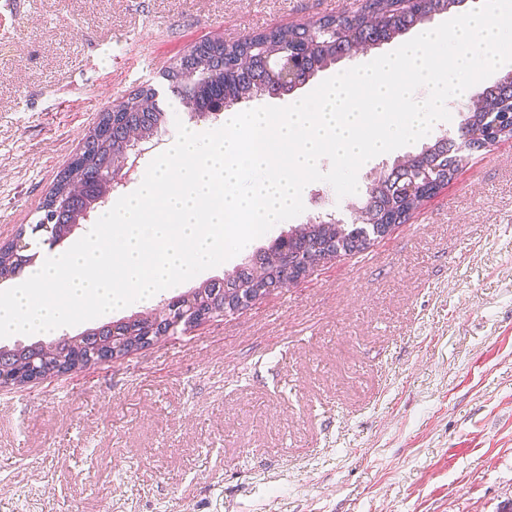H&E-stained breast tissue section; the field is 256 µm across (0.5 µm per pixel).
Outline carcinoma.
Masks as SVG:
<instances>
[{
  "mask_svg": "<svg viewBox=\"0 0 512 512\" xmlns=\"http://www.w3.org/2000/svg\"><path fill=\"white\" fill-rule=\"evenodd\" d=\"M457 0H425L420 16L399 17L385 29L383 35L393 39L410 26L424 24L430 16L443 12ZM397 11L396 0H362L357 10L337 15H327L293 25L272 27L259 33H247L241 38L222 45H205L196 53H190L174 62L167 70L170 83L179 88L181 104L185 111L195 116L200 112H220L225 106L247 101L257 96L278 95L281 90L270 87L263 77L262 63L266 55L282 49L295 48L305 41L321 35L322 29L335 26L353 32L352 40L345 44V50L366 52L373 47L376 37L366 32L365 22L369 17L393 16ZM499 87L485 90L466 106L459 123L460 136L469 139L474 148L483 146L488 128L498 120L497 108L501 106ZM167 123V115L156 103L152 88L142 87L103 113L99 122L85 138L81 149L83 163L73 176L61 177L49 191L60 202L52 214L53 223L44 228L48 239L62 238L71 224H77L99 202L112 191L114 173L121 169L129 148L126 133L137 130L143 139L156 136ZM422 152L438 160L439 171L430 174L434 179H451L458 172L463 158L448 153V148L436 140L424 146ZM410 160L396 161L390 172L381 174L366 187L365 198L358 210L366 219H377L381 214L387 191L395 184V178L407 174ZM336 247L342 255L366 251L372 240L363 235L357 225L347 226L336 220L302 224L284 237L277 238L271 245L261 249L246 266L224 277V295L214 294L211 282H203L187 293L182 300V311L191 309L210 312V318L225 316L224 299L254 296L256 290H269L287 280V275L300 264L315 268L321 255L315 247L323 244ZM33 256L20 257L8 249H0V274L10 268L19 273L31 263ZM146 324L144 319H135L133 325H118L120 333L113 334L112 328H97L93 337L74 336L69 338L71 346L80 351L82 358L98 363L101 351L106 348H120L126 352L138 344L139 333ZM43 353V344H18L0 350V375L11 377L18 370L38 369L48 376L62 372V365Z\"/></svg>",
  "mask_w": 512,
  "mask_h": 512,
  "instance_id": "obj_1",
  "label": "carcinoma"
}]
</instances>
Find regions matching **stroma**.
<instances>
[{"label":"stroma","instance_id":"1","mask_svg":"<svg viewBox=\"0 0 512 512\" xmlns=\"http://www.w3.org/2000/svg\"><path fill=\"white\" fill-rule=\"evenodd\" d=\"M359 0H0V244L33 241L89 129L214 37ZM370 159L359 187L424 143ZM361 195L309 183L307 224ZM286 225L163 292L223 279ZM369 252L129 356L0 388V512H498L512 499V141Z\"/></svg>","mask_w":512,"mask_h":512}]
</instances>
